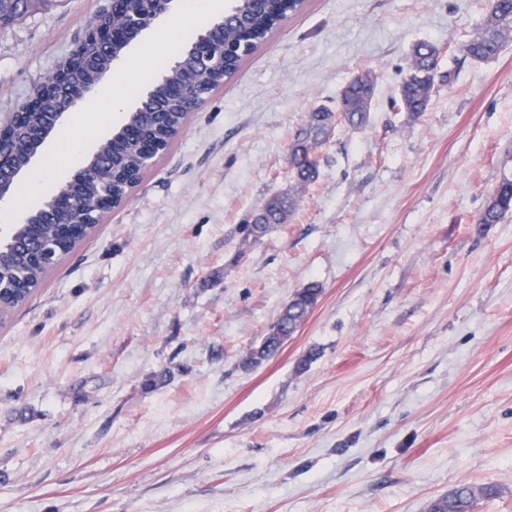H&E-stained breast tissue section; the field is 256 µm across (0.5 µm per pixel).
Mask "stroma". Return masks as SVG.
Instances as JSON below:
<instances>
[{
	"label": "stroma",
	"instance_id": "obj_1",
	"mask_svg": "<svg viewBox=\"0 0 512 512\" xmlns=\"http://www.w3.org/2000/svg\"><path fill=\"white\" fill-rule=\"evenodd\" d=\"M111 0H44L0 26V116ZM486 0H306L196 111L128 199L0 322V512H426L462 484L512 512V37L459 47ZM442 49L398 111L413 46ZM372 79L295 185L310 112ZM297 207L262 243L251 215ZM323 293L242 366L290 296ZM168 370L148 392V375ZM512 212V179L507 176L498 183L491 198L477 218L479 224L500 223ZM295 205V198L291 195H275L268 199L254 214L251 224L247 225L246 241H251L252 244L260 243L275 224L285 222ZM322 293L318 283L311 282L296 290L289 298L288 306L282 311L280 321L288 325V336L303 323L315 307ZM288 336H264L260 346L251 350L243 361V367L259 364L264 359L274 355Z\"/></svg>",
	"mask_w": 512,
	"mask_h": 512
}]
</instances>
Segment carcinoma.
<instances>
[{
  "label": "carcinoma",
  "instance_id": "cac0c4a2",
  "mask_svg": "<svg viewBox=\"0 0 512 512\" xmlns=\"http://www.w3.org/2000/svg\"><path fill=\"white\" fill-rule=\"evenodd\" d=\"M302 0H236V22L212 23L211 38L224 44V56L202 67L191 68L186 75L174 69L166 70L168 80L154 83L136 110L129 114L131 133L122 138L108 139L99 147L97 161L79 171L61 190L74 191L79 206L67 213L40 211L15 235L14 243L0 246V318H5L22 306L36 291L44 274L62 257L53 251L50 259H40V253L62 243L77 226L96 218L95 203L104 191L112 193L119 204L140 181L138 171L127 161L143 150L159 143L167 148L185 124L188 103L202 101L224 85L239 69L244 57L261 44L272 30L288 15L300 11ZM154 9L150 0H121L112 14V24L125 26L128 31L108 48L96 41L83 43L74 68L75 81L95 83L98 74L112 69L113 60L121 57L128 38L142 30L138 17ZM488 15L484 25L462 45L464 55L475 60H488L501 50L505 39L512 35V0H488ZM442 48L430 42L416 44L411 53L409 73L404 79L396 105L415 115L426 110L434 88ZM374 96V84L367 76H359L343 89L336 111L317 109L294 132L288 156L294 178L306 186L319 174L317 149L328 139L335 127L347 125L361 128L368 124ZM59 103L49 97L24 118L9 143L8 161L17 170L25 169L35 150L32 132L46 127ZM291 195H275L258 210L247 225L246 240L256 244L269 234L276 224L285 222L295 208ZM512 212V179L503 177L477 218L479 224H498ZM322 293L319 284L311 282L296 290L282 311L280 321L293 333L315 307ZM287 340L285 336H266L260 346L250 351L243 366L259 364L274 355ZM498 495L493 485L476 489L458 485L447 494L433 499L427 512H475L478 501Z\"/></svg>",
  "mask_w": 512,
  "mask_h": 512
}]
</instances>
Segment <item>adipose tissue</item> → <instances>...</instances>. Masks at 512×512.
Segmentation results:
<instances>
[{"mask_svg":"<svg viewBox=\"0 0 512 512\" xmlns=\"http://www.w3.org/2000/svg\"><path fill=\"white\" fill-rule=\"evenodd\" d=\"M139 91L137 83L107 82L103 84L96 96L85 103L79 112L81 126L67 127L51 148L43 162L30 174L28 179L18 188L10 213H1L0 222L9 223L11 213L24 210L35 204L53 186L58 173L70 166L78 157L87 139L82 127L84 124H101L109 117L122 111L127 100Z\"/></svg>","mask_w":512,"mask_h":512,"instance_id":"adipose-tissue-1","label":"adipose tissue"}]
</instances>
